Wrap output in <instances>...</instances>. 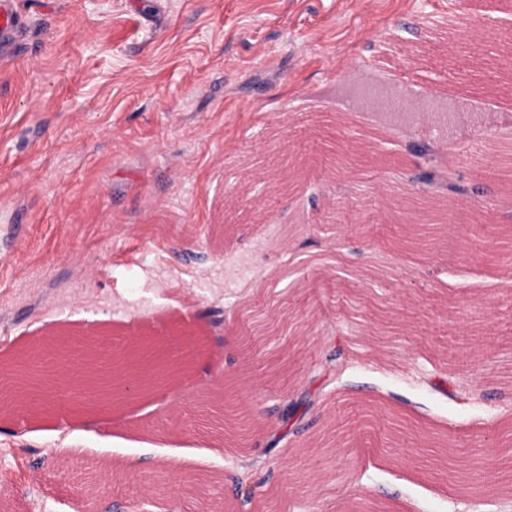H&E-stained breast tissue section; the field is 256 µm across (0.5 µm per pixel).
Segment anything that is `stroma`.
I'll return each instance as SVG.
<instances>
[{"label": "stroma", "instance_id": "obj_1", "mask_svg": "<svg viewBox=\"0 0 512 512\" xmlns=\"http://www.w3.org/2000/svg\"><path fill=\"white\" fill-rule=\"evenodd\" d=\"M0 50V353L57 327L196 348L170 391L87 428L59 407L0 419V512H512L418 460L421 436L512 473V185L469 166L423 249L415 148L512 135V92L426 68L410 25L455 0H13ZM368 142L352 172L327 152ZM303 167L267 204L279 149ZM277 278L259 284L265 270ZM300 312L252 346L247 302ZM231 382L245 440L204 424ZM302 420L273 430L284 406ZM224 451L211 455L215 441ZM194 456L201 494L171 461Z\"/></svg>", "mask_w": 512, "mask_h": 512}]
</instances>
